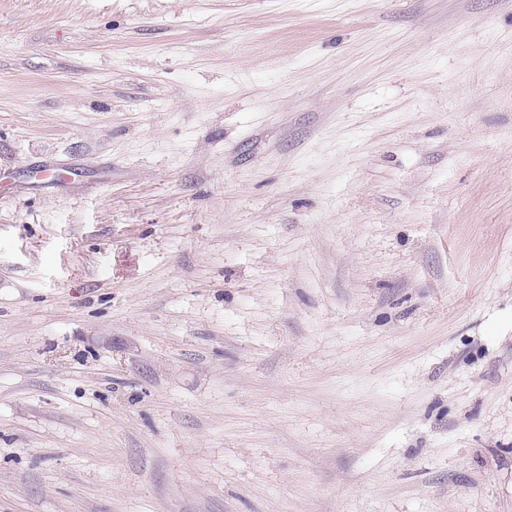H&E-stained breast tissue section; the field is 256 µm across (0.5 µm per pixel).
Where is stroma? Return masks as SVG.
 I'll return each instance as SVG.
<instances>
[{
	"instance_id": "obj_1",
	"label": "stroma",
	"mask_w": 512,
	"mask_h": 512,
	"mask_svg": "<svg viewBox=\"0 0 512 512\" xmlns=\"http://www.w3.org/2000/svg\"><path fill=\"white\" fill-rule=\"evenodd\" d=\"M0 512H512V0H0Z\"/></svg>"
}]
</instances>
